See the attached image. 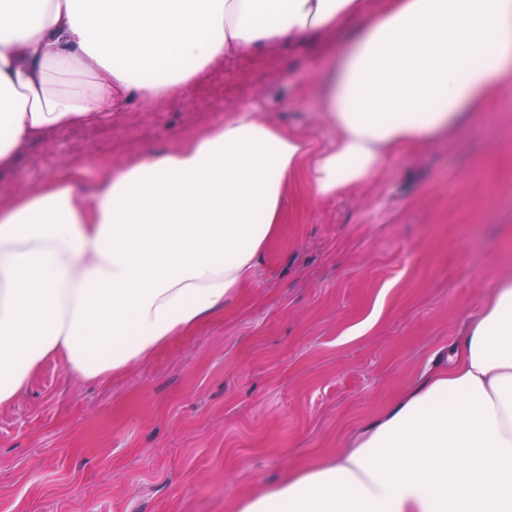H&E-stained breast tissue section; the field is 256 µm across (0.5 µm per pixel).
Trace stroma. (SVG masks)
<instances>
[{
	"mask_svg": "<svg viewBox=\"0 0 512 512\" xmlns=\"http://www.w3.org/2000/svg\"><path fill=\"white\" fill-rule=\"evenodd\" d=\"M352 25L215 61L190 91L46 130L0 170V199L67 166L114 167L241 107L315 147L330 54ZM512 273V106L410 147L321 199L289 182L249 288L148 362L102 383L44 362L0 408V512H232L326 462L463 336Z\"/></svg>",
	"mask_w": 512,
	"mask_h": 512,
	"instance_id": "stroma-1",
	"label": "stroma"
}]
</instances>
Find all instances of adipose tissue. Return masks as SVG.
<instances>
[{"label":"adipose tissue","instance_id":"1","mask_svg":"<svg viewBox=\"0 0 512 512\" xmlns=\"http://www.w3.org/2000/svg\"><path fill=\"white\" fill-rule=\"evenodd\" d=\"M365 15L329 63L312 149L243 107L78 190L74 164L0 204V406L62 357L100 382L223 312L282 222L301 163L320 198L512 98V0H0V166L24 142L134 96L160 105L215 60ZM237 512H512V275L447 369L335 460Z\"/></svg>","mask_w":512,"mask_h":512}]
</instances>
